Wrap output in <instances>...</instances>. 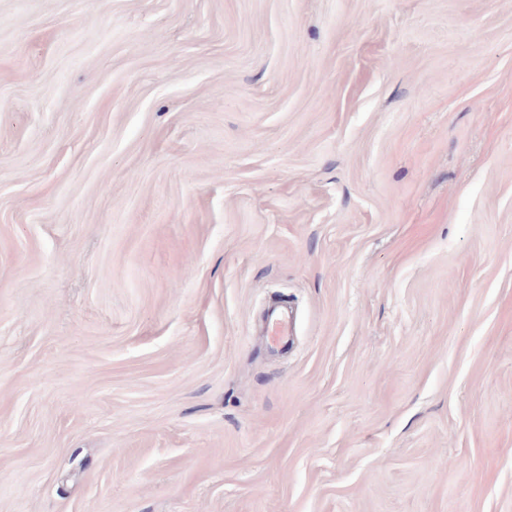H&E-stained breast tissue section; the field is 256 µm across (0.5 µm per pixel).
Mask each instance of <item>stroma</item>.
I'll list each match as a JSON object with an SVG mask.
<instances>
[{
	"mask_svg": "<svg viewBox=\"0 0 512 512\" xmlns=\"http://www.w3.org/2000/svg\"><path fill=\"white\" fill-rule=\"evenodd\" d=\"M0 512H512V0H0ZM293 332V319L287 312L272 310L266 319L265 334L271 343H280Z\"/></svg>",
	"mask_w": 512,
	"mask_h": 512,
	"instance_id": "35a3bbf8",
	"label": "stroma"
}]
</instances>
